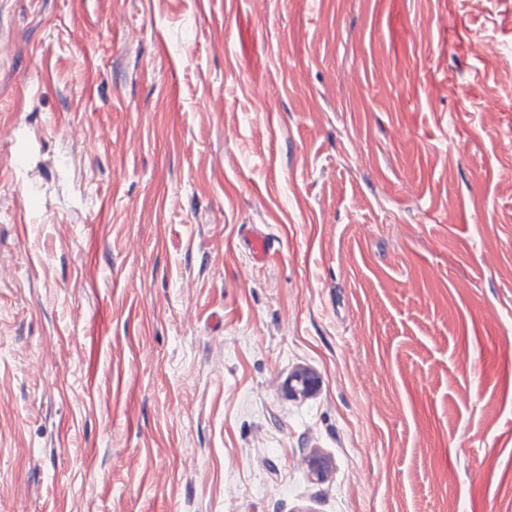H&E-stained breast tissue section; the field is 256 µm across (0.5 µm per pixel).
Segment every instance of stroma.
Here are the masks:
<instances>
[{"mask_svg": "<svg viewBox=\"0 0 512 512\" xmlns=\"http://www.w3.org/2000/svg\"><path fill=\"white\" fill-rule=\"evenodd\" d=\"M0 130V512H512V0H0ZM319 376L306 368H299L291 373L283 385V392L288 399L307 397L320 386Z\"/></svg>", "mask_w": 512, "mask_h": 512, "instance_id": "stroma-1", "label": "stroma"}]
</instances>
